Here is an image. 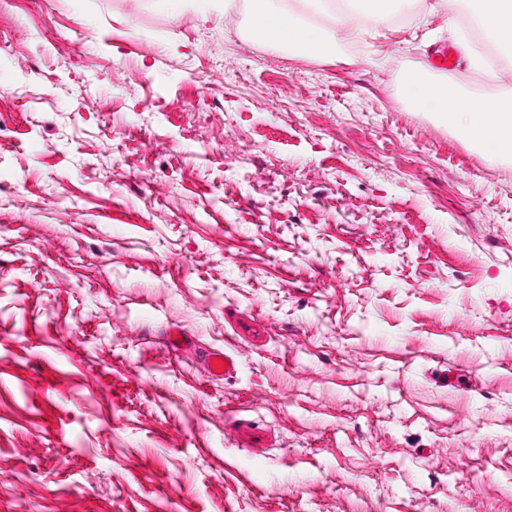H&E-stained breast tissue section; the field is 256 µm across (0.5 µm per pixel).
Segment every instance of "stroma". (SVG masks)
<instances>
[{
	"instance_id": "35a3bbf8",
	"label": "stroma",
	"mask_w": 512,
	"mask_h": 512,
	"mask_svg": "<svg viewBox=\"0 0 512 512\" xmlns=\"http://www.w3.org/2000/svg\"><path fill=\"white\" fill-rule=\"evenodd\" d=\"M403 13L0 0V512H512V160L404 91L463 0ZM406 0H299V9L288 8L287 0H244L248 35L257 41L281 44L313 57L332 53L335 33L310 21L325 15L335 26L361 32L378 31L391 11L399 10ZM203 361L209 373L217 377L228 376L236 366L235 359L223 352H209L204 355Z\"/></svg>"
}]
</instances>
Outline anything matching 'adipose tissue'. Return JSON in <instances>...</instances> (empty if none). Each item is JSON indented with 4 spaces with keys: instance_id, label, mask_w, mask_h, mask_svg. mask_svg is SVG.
<instances>
[{
    "instance_id": "ef3b65f1",
    "label": "adipose tissue",
    "mask_w": 512,
    "mask_h": 512,
    "mask_svg": "<svg viewBox=\"0 0 512 512\" xmlns=\"http://www.w3.org/2000/svg\"><path fill=\"white\" fill-rule=\"evenodd\" d=\"M406 0H299V9L288 0H243L248 34L257 41L272 42L313 57L329 56L335 28L378 31L390 12ZM467 13L496 42L512 46V0H465ZM315 15L327 16L331 26L312 23ZM407 95L477 148L512 158V96H467L445 81L413 73L406 81Z\"/></svg>"
}]
</instances>
